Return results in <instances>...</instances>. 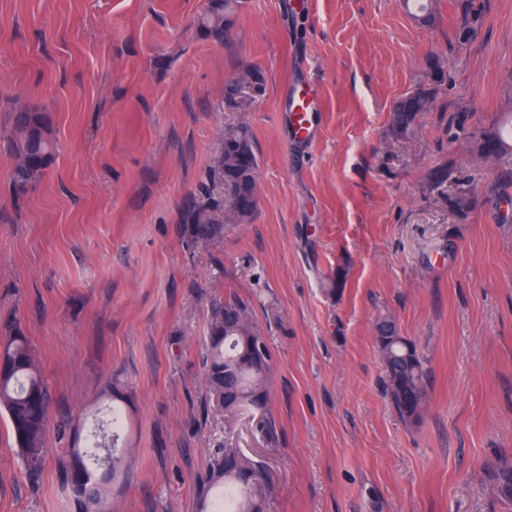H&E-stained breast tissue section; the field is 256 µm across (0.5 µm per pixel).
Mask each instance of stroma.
Instances as JSON below:
<instances>
[{
    "label": "stroma",
    "mask_w": 512,
    "mask_h": 512,
    "mask_svg": "<svg viewBox=\"0 0 512 512\" xmlns=\"http://www.w3.org/2000/svg\"><path fill=\"white\" fill-rule=\"evenodd\" d=\"M208 0H0V133L44 112L56 148L26 189L0 137V326L18 322L55 402L39 478L0 418V512H73L68 448L124 401L128 467L107 512H198L210 457L263 469L268 512H512V0H246L223 42ZM475 34L458 37L464 16ZM253 68L247 108L225 89ZM314 82L316 140L284 88ZM415 132L391 112L419 90ZM258 161L248 224L197 239L183 209L229 201L224 130ZM237 296L273 357L266 412L225 414L201 340ZM424 355L420 420L387 391L376 325ZM277 426L276 443L261 431ZM499 496L512 502V459L500 458L494 467Z\"/></svg>",
    "instance_id": "obj_1"
}]
</instances>
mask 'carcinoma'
I'll return each mask as SVG.
<instances>
[{
  "instance_id": "1",
  "label": "carcinoma",
  "mask_w": 512,
  "mask_h": 512,
  "mask_svg": "<svg viewBox=\"0 0 512 512\" xmlns=\"http://www.w3.org/2000/svg\"><path fill=\"white\" fill-rule=\"evenodd\" d=\"M243 0H209L198 21L199 32L216 42L224 34ZM429 96L417 92L393 108V126L400 133L416 129L420 113L428 108ZM16 162L13 180L26 187L45 167L55 150L43 113L28 104L12 113L7 132ZM258 162L249 136L242 128L224 130V190L230 195L228 220L233 224L252 222L258 194ZM182 220L192 226L197 238L221 233L209 206L185 208ZM376 341L387 372L392 403L406 419L415 421L422 410L406 411L402 393L416 390L427 400L429 370L416 345L399 335L394 322L385 317L376 328ZM204 381L215 397L224 393V413L234 415L244 408H267L271 354L252 316L249 301L239 297L224 300L214 310L208 334L202 343ZM53 391L42 375L40 357L20 327L0 333V416L5 417L13 445L26 473L37 476L43 469L47 448V424ZM122 424V412L112 406L108 418L97 423L90 443L67 449L66 482L79 512H103L111 484L124 474V456L113 441ZM236 451L224 449L213 456L202 482L200 512H265L271 490L258 469H239ZM499 496L512 502V459L501 458L494 467Z\"/></svg>"
}]
</instances>
